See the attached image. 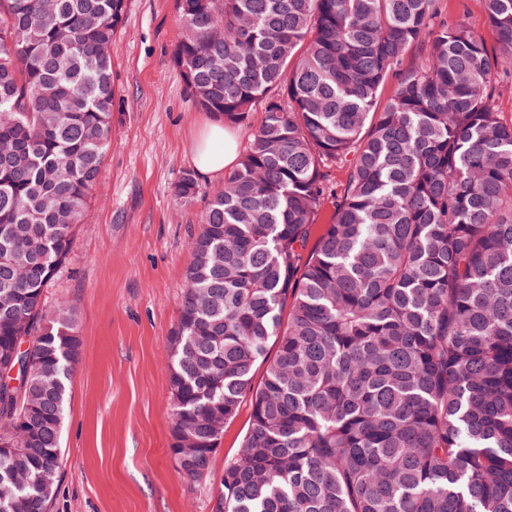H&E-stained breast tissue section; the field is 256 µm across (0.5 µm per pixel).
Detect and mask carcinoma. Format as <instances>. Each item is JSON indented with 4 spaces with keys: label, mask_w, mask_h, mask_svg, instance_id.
<instances>
[{
    "label": "carcinoma",
    "mask_w": 512,
    "mask_h": 512,
    "mask_svg": "<svg viewBox=\"0 0 512 512\" xmlns=\"http://www.w3.org/2000/svg\"><path fill=\"white\" fill-rule=\"evenodd\" d=\"M483 2L492 48L439 0H181L198 107L263 112L189 242L168 339L172 437L209 442L179 473L209 476L213 423L250 399L212 512H512V123L492 104L512 0ZM123 10L0 0V382L20 362L28 394L0 392L5 512H46L61 467L79 337L43 293L108 147Z\"/></svg>",
    "instance_id": "obj_1"
}]
</instances>
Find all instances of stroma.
Masks as SVG:
<instances>
[{
    "label": "stroma",
    "mask_w": 512,
    "mask_h": 512,
    "mask_svg": "<svg viewBox=\"0 0 512 512\" xmlns=\"http://www.w3.org/2000/svg\"><path fill=\"white\" fill-rule=\"evenodd\" d=\"M441 7L494 43L483 0ZM182 31L179 0H125L110 49V141L69 259L44 292L47 310L73 308L80 339L49 512H211L217 478L249 428L245 400L224 428L211 478L177 472L168 338L204 204L182 205L175 185L193 170L198 141L215 120L196 107L174 66Z\"/></svg>",
    "instance_id": "obj_1"
}]
</instances>
